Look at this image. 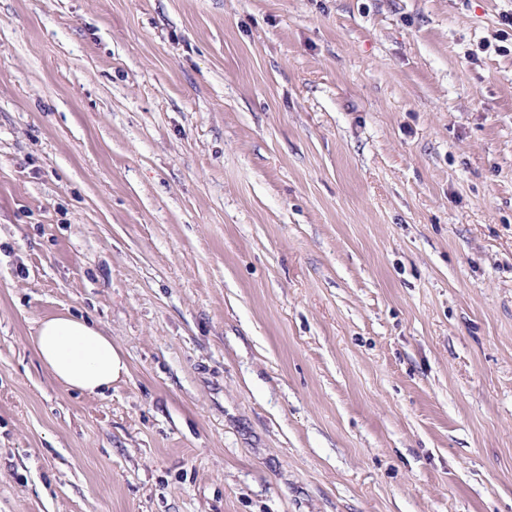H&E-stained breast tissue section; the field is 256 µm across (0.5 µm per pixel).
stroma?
Here are the masks:
<instances>
[{
  "mask_svg": "<svg viewBox=\"0 0 512 512\" xmlns=\"http://www.w3.org/2000/svg\"><path fill=\"white\" fill-rule=\"evenodd\" d=\"M511 12L0 0V512H512ZM32 343L50 377L68 390L103 395L128 374L112 338L80 316L64 314L41 321Z\"/></svg>",
  "mask_w": 512,
  "mask_h": 512,
  "instance_id": "stroma-1",
  "label": "stroma"
}]
</instances>
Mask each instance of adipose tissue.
I'll return each instance as SVG.
<instances>
[{
  "instance_id": "1",
  "label": "adipose tissue",
  "mask_w": 512,
  "mask_h": 512,
  "mask_svg": "<svg viewBox=\"0 0 512 512\" xmlns=\"http://www.w3.org/2000/svg\"><path fill=\"white\" fill-rule=\"evenodd\" d=\"M32 343L50 377L68 390L101 395L128 373L126 361L111 337L76 315L41 321Z\"/></svg>"
}]
</instances>
